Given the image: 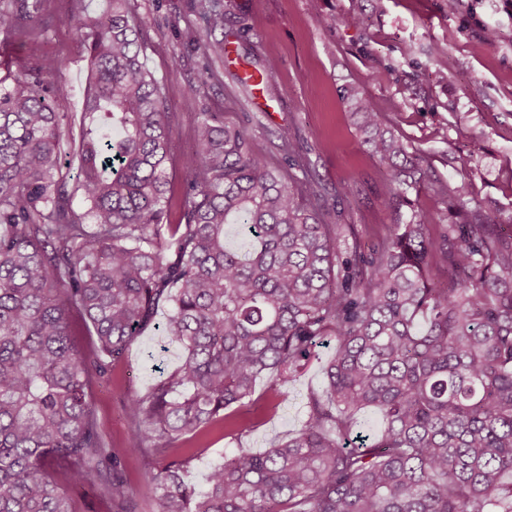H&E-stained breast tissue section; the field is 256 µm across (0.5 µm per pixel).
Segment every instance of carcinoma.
I'll list each match as a JSON object with an SVG mask.
<instances>
[{
	"instance_id": "obj_1",
	"label": "carcinoma",
	"mask_w": 512,
	"mask_h": 512,
	"mask_svg": "<svg viewBox=\"0 0 512 512\" xmlns=\"http://www.w3.org/2000/svg\"><path fill=\"white\" fill-rule=\"evenodd\" d=\"M130 2L72 18L88 51L75 182L54 107L70 89L38 63L0 68V512H76L58 473L128 512L132 455L161 462L149 473L157 512H512V231L463 181L433 187L448 223L414 208L421 158L356 88L346 100L386 169L380 203L399 213L377 246L328 204L289 130L274 163L253 150L251 127L200 113L175 189L165 83ZM191 9L193 44L224 53L208 42L224 30V0ZM42 23L40 0H0V34ZM230 224L246 251L229 245ZM75 314L96 336L92 354L72 340ZM159 316L184 359L130 399V437L112 450L91 379ZM329 338L325 387L301 428L224 456L197 489L182 437L228 420L264 374L283 395ZM365 408L385 428L349 444Z\"/></svg>"
}]
</instances>
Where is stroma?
I'll list each match as a JSON object with an SVG mask.
<instances>
[{"instance_id":"1","label":"stroma","mask_w":512,"mask_h":512,"mask_svg":"<svg viewBox=\"0 0 512 512\" xmlns=\"http://www.w3.org/2000/svg\"><path fill=\"white\" fill-rule=\"evenodd\" d=\"M224 28L211 36L224 45L222 58L206 61L191 45L195 17L189 0H131L147 17L142 33L148 65L166 81L170 129L183 152H191V128L202 112L227 125L249 124L253 148L276 158L281 130H291L326 188L329 203L345 208L348 223L359 225L364 242L378 244L394 215L377 194L385 173L362 144L348 117L346 89L358 88L379 103L389 126L417 151L416 206L435 223L448 210L432 180L466 182L476 200L490 206L499 222H512V0H463L449 11L447 0H224ZM107 0H42L48 23L0 42L14 66L37 62L56 68L71 94L56 100L65 113V136L80 138L87 50L70 28L73 15L103 13ZM498 40L485 39L486 29ZM443 55H432L433 46ZM273 73L267 91L239 82L246 62ZM213 76L198 85L204 66ZM484 146L471 151L473 140ZM332 345L289 384L284 396L270 392L261 377L250 401L232 406L233 417L249 431L234 435L222 426L193 443L190 476L205 488L207 476L230 453H259L288 438L307 413V396L322 391L323 368ZM184 352L161 330L147 328L109 375L94 379L92 402L101 432L112 448L129 435L125 404L177 369ZM149 460L128 457L124 474L135 512H156L148 481Z\"/></svg>"}]
</instances>
